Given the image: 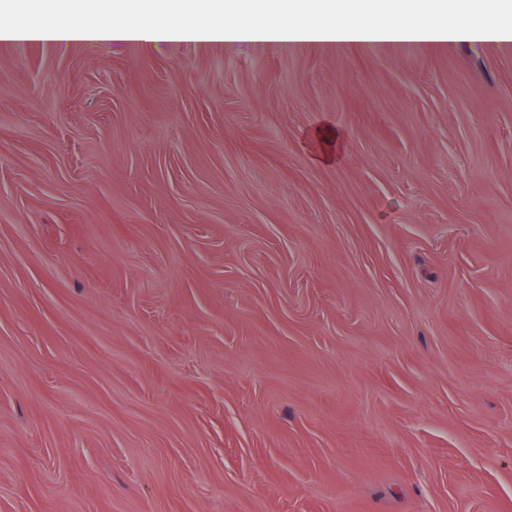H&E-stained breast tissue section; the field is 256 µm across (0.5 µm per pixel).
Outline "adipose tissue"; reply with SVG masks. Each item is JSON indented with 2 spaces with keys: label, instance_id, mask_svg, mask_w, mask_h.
<instances>
[{
  "label": "adipose tissue",
  "instance_id": "ef3b65f1",
  "mask_svg": "<svg viewBox=\"0 0 512 512\" xmlns=\"http://www.w3.org/2000/svg\"><path fill=\"white\" fill-rule=\"evenodd\" d=\"M483 0H35L0 17L4 42L512 43L475 24Z\"/></svg>",
  "mask_w": 512,
  "mask_h": 512
}]
</instances>
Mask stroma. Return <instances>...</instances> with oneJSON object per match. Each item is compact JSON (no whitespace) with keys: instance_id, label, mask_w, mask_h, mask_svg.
<instances>
[{"instance_id":"35a3bbf8","label":"stroma","mask_w":512,"mask_h":512,"mask_svg":"<svg viewBox=\"0 0 512 512\" xmlns=\"http://www.w3.org/2000/svg\"><path fill=\"white\" fill-rule=\"evenodd\" d=\"M0 512H512V47L0 41Z\"/></svg>"}]
</instances>
